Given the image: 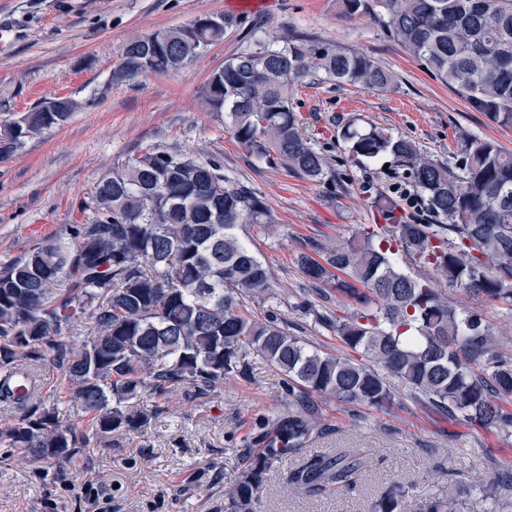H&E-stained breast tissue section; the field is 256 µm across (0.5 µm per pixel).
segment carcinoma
<instances>
[{
  "mask_svg": "<svg viewBox=\"0 0 512 512\" xmlns=\"http://www.w3.org/2000/svg\"><path fill=\"white\" fill-rule=\"evenodd\" d=\"M347 19L367 16L437 80L500 126L512 127V0H337ZM234 19L199 36L213 45ZM184 27L138 35L124 46L112 82L151 71L163 75L192 59ZM309 76L385 90L393 73L373 58L304 34L257 43L208 78L205 103L224 113L236 141L272 167L311 182L335 177L306 134L293 88ZM64 112L31 113V135L66 123ZM347 161L390 156L407 167L408 207L372 197L378 228L355 231L327 248L309 243L296 262L315 286L332 284L352 307L324 316L325 326L367 362L309 349L286 333L274 310L269 268L239 234L266 224L263 198L201 161L155 147L112 168L86 207L90 222L0 264V446L23 448L24 462L62 465L112 435L143 433L156 413L147 399L185 385L194 399L229 377H248L259 353L286 376L299 408L280 422L288 451L300 453L318 426L310 395L349 409H389L395 394L379 369L401 377L422 409L484 430L512 426V357L480 311L448 303L438 282L486 299L512 314V152L471 136L441 161L413 139L376 125L343 126ZM48 364L89 416L87 427L40 399L38 370ZM303 393L298 395L295 387ZM137 403L132 407L129 402ZM280 452L248 461L224 512H257ZM365 467L350 452L302 458L290 490L313 495L352 490ZM465 490L436 494L425 512H462ZM481 512L512 505V471H495L474 500ZM373 512H417L409 488L384 492Z\"/></svg>",
  "mask_w": 512,
  "mask_h": 512,
  "instance_id": "carcinoma-1",
  "label": "carcinoma"
}]
</instances>
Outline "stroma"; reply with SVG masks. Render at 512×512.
I'll return each mask as SVG.
<instances>
[{
	"label": "stroma",
	"mask_w": 512,
	"mask_h": 512,
	"mask_svg": "<svg viewBox=\"0 0 512 512\" xmlns=\"http://www.w3.org/2000/svg\"><path fill=\"white\" fill-rule=\"evenodd\" d=\"M230 13L238 26L180 69L112 83L131 37ZM289 31L367 54L396 77L385 90L310 77L298 82L297 110L336 173L324 183L268 168L235 141L223 113L204 106L214 70L256 40ZM58 96L78 102L70 119L0 161V263L59 236L65 225L85 222L80 202L116 163L156 146L214 158L226 176L260 194L270 212V223L244 225L241 236L278 284L280 324L340 355L344 346L320 320L324 300L300 293L307 282L296 257L309 241L340 244L359 225L376 223L366 185L385 194L392 184L384 160L347 163L337 138L341 127L353 121L388 128L439 160L472 135L512 150V127L489 121L369 18H339L336 0H268L265 8L237 13L228 0H0V129ZM440 288L449 303L486 312L512 355V317L448 283ZM388 382L399 402L387 411H350L333 399L317 400L326 430L308 449L363 456L357 488L290 495L288 480L301 461L290 453L271 471L260 512H372L381 492L397 481L409 484L422 510L441 490L512 467L511 427L486 432L443 420L411 401L400 378ZM157 405L145 433L101 441L67 461L65 482L56 480L55 467H32L18 450L0 447V512H84L81 485L87 480L102 482L112 512H223L247 460L266 453L269 420L290 411L283 376L255 353L248 377L226 380L193 401L179 386Z\"/></svg>",
	"instance_id": "stroma-1"
}]
</instances>
